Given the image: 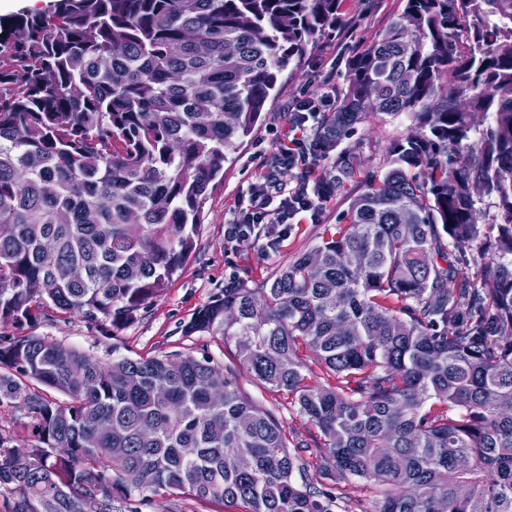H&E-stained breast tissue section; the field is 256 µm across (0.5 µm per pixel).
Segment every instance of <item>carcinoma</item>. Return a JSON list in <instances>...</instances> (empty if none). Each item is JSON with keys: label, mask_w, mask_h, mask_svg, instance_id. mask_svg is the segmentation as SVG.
Segmentation results:
<instances>
[{"label": "carcinoma", "mask_w": 512, "mask_h": 512, "mask_svg": "<svg viewBox=\"0 0 512 512\" xmlns=\"http://www.w3.org/2000/svg\"><path fill=\"white\" fill-rule=\"evenodd\" d=\"M342 2L53 0L0 17V321L48 305L117 329L161 296L229 152ZM403 2L311 139L327 159L369 110L417 131L321 244L183 326L235 340L322 445L288 437L208 356L101 366L48 336L0 338V399L24 396L37 438L0 436L12 512H140L165 493L368 512L339 477L385 487L375 512H512V0ZM357 166L337 152L308 195L340 193Z\"/></svg>", "instance_id": "1"}]
</instances>
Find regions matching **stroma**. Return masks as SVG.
<instances>
[{"mask_svg": "<svg viewBox=\"0 0 512 512\" xmlns=\"http://www.w3.org/2000/svg\"><path fill=\"white\" fill-rule=\"evenodd\" d=\"M402 8L403 0H344L335 32L316 39L299 61L289 65L278 80L271 106L243 143L230 151L224 180L203 205L195 255L137 319L116 329L76 314L64 318L50 312L31 327L0 322V336H48L103 363L118 356L191 354L210 356L222 368H237L234 342L206 333L183 335V324L220 294L228 282L259 285L293 255L318 245L353 197L363 190L370 175L380 171L392 141L415 132L414 119L407 113L367 116L356 133L342 143L343 150L354 153L360 161L356 179L337 196L321 202L318 213L298 214L277 249L266 248L261 239L228 242L224 230L247 205L252 188L269 173L271 159L292 139L289 102L305 93L315 97L329 91L342 93L351 56L376 39ZM238 382L245 393L275 413L288 436L314 447L320 445L318 429L296 411L287 394L265 388L243 371H239Z\"/></svg>", "mask_w": 512, "mask_h": 512, "instance_id": "35a3bbf8", "label": "stroma"}]
</instances>
